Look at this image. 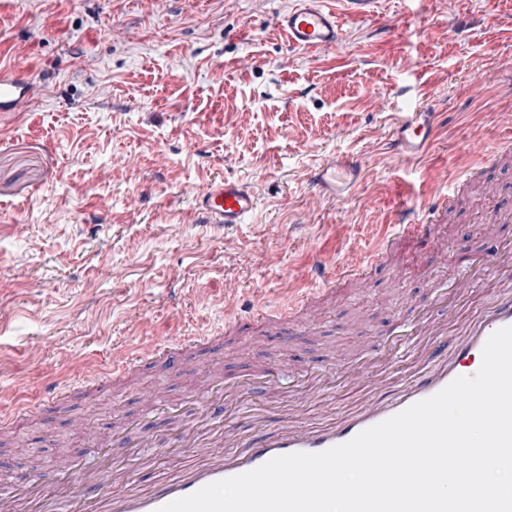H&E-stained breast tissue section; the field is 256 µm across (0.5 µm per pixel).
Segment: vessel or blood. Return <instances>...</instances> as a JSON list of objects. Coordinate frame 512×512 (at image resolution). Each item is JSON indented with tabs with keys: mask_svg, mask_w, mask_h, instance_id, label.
Returning a JSON list of instances; mask_svg holds the SVG:
<instances>
[{
	"mask_svg": "<svg viewBox=\"0 0 512 512\" xmlns=\"http://www.w3.org/2000/svg\"><path fill=\"white\" fill-rule=\"evenodd\" d=\"M376 0H295L278 13L276 24L289 49L322 54L341 49L344 44L341 12H368ZM36 99L33 81L19 67L0 66V116L8 112L28 111ZM437 114L429 107L417 106L415 112L391 126L395 149L405 156H423L437 136ZM362 166L357 158L338 155L316 168L312 176L314 194L320 199H347L358 183ZM193 200L198 213L219 224H242L256 211L259 192L255 186L235 178H219L195 191ZM425 224L398 222L393 231L375 241L370 264L384 261L390 253L403 255L402 264L392 272L401 280L412 266L407 257L415 252L420 238L428 232ZM493 279L498 296L493 306L467 321L462 333H455L447 321L425 312L415 314L409 333L425 339L424 353L436 361V368L408 384L389 401L367 398L360 410L327 427H311L293 416L269 422L254 416L250 425L255 431L245 450H238L239 421L227 410L228 404L244 400L247 389L207 386L196 401L198 420L186 433V446L197 456L199 464L189 467L175 478L142 487L134 483L128 468L115 465L109 455H102L95 467L52 470L16 478L12 491L0 495V512H160L168 503L191 495L202 487L251 471L267 461L293 453H318L346 443L362 431L400 413L409 406L428 399L455 378L474 375L482 364L483 348L497 330L512 326V256L499 252L486 254L454 275L450 293L439 294V304H447L449 294H461L485 279ZM313 305L312 294L289 302L287 308L253 307V315L265 322L282 323L307 312ZM203 336H185L174 344L156 350L155 361L169 364L181 355L204 350ZM392 361L391 353L363 355L361 361L317 369L301 385L289 386V399L304 395L319 396L329 403L337 376L356 381L366 376L381 377Z\"/></svg>",
	"mask_w": 512,
	"mask_h": 512,
	"instance_id": "1",
	"label": "vessel or blood"
}]
</instances>
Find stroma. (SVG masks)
I'll use <instances>...</instances> for the list:
<instances>
[{"mask_svg":"<svg viewBox=\"0 0 512 512\" xmlns=\"http://www.w3.org/2000/svg\"><path fill=\"white\" fill-rule=\"evenodd\" d=\"M293 0H6L0 66L26 69L30 111L0 121V476L66 469L109 453L148 484L194 457L176 441L209 373L243 381L265 370L303 379L330 356L388 347L398 325L435 306L457 268L512 243V220L479 225L483 184L512 207V158L475 163L469 144L512 138V0H378L347 18L339 53L289 50L274 27ZM488 76L481 90L472 67ZM440 114L422 158L390 146V120L421 101ZM350 154L363 180L344 201L318 200L310 177ZM472 168L456 204L418 245L419 273L393 283L397 257L334 283L316 319L280 329L250 319L256 300L318 288L319 267L366 258L387 225L425 222L436 182ZM255 184L246 223L211 224L192 192L210 179ZM112 208L100 212L98 195ZM246 313L223 338L224 306ZM185 335L222 336L194 365L153 363L47 406L53 387ZM428 365L393 364L390 379H337L330 412L300 400L299 421L326 425L366 396H395ZM163 395L162 410L138 389ZM123 421L154 452L116 437Z\"/></svg>","mask_w":512,"mask_h":512,"instance_id":"35a3bbf8","label":"stroma"}]
</instances>
